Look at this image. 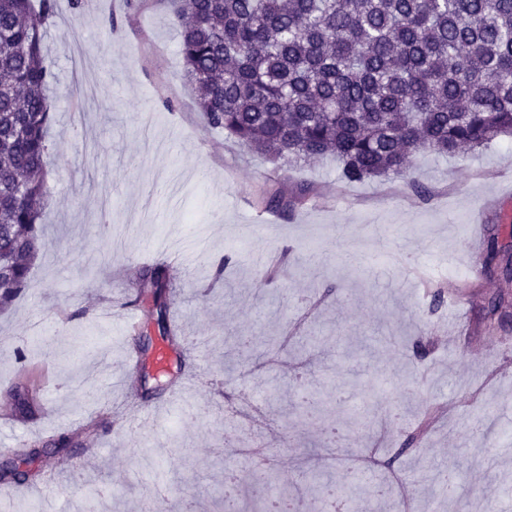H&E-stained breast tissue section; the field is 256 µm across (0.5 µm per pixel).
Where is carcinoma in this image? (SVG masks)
Here are the masks:
<instances>
[{
  "label": "carcinoma",
  "mask_w": 512,
  "mask_h": 512,
  "mask_svg": "<svg viewBox=\"0 0 512 512\" xmlns=\"http://www.w3.org/2000/svg\"><path fill=\"white\" fill-rule=\"evenodd\" d=\"M55 0H0V308L28 287L45 248L43 172L53 103L44 63ZM185 74L204 121L290 165L332 156L350 183L403 176L421 154L452 155L512 136V0H170ZM163 266L135 300L163 315ZM14 416L39 404L7 390ZM91 420L60 444L82 445ZM0 484L52 468L25 446Z\"/></svg>",
  "instance_id": "cac0c4a2"
}]
</instances>
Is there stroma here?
Masks as SVG:
<instances>
[{"label":"stroma","mask_w":512,"mask_h":512,"mask_svg":"<svg viewBox=\"0 0 512 512\" xmlns=\"http://www.w3.org/2000/svg\"><path fill=\"white\" fill-rule=\"evenodd\" d=\"M168 0H56L46 63L55 100L41 225L49 248L30 284L0 310V336L24 358L0 357V449L50 440L113 398L151 408L184 379L196 394L123 435L115 418L89 449L55 461V478L0 490V512H141L147 485L171 487L162 512H224V470L238 469V512L273 485L322 504L349 490L360 512H512V322L486 319L512 283L462 273L464 221L480 201L482 233L512 212V140L455 155H420L405 176L349 183L334 158L277 167L205 124L184 78ZM280 195L290 208L266 206ZM208 229L206 262L169 276L158 319L133 288L131 255L176 254L188 227ZM415 243L381 267L405 240ZM279 257L258 275V251ZM464 304L455 345L433 336L447 316L436 288ZM135 316V330L121 316ZM168 347L165 367L155 358ZM39 390L34 420L8 414L18 377ZM147 375L153 397L132 380ZM373 458L389 491L360 493L354 464Z\"/></svg>","instance_id":"1"}]
</instances>
